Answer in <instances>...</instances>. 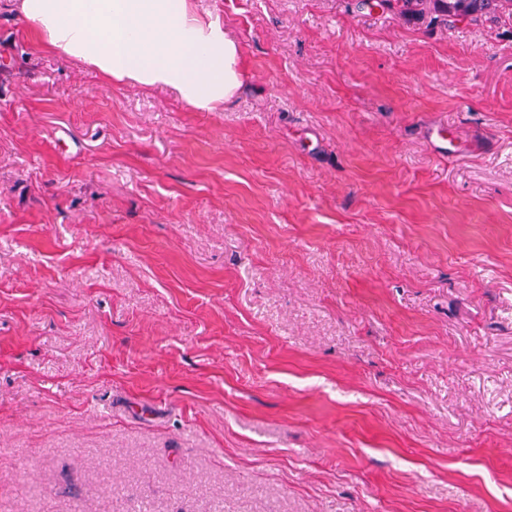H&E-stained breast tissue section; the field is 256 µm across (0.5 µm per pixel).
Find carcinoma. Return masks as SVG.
I'll return each instance as SVG.
<instances>
[{"label": "carcinoma", "mask_w": 512, "mask_h": 512, "mask_svg": "<svg viewBox=\"0 0 512 512\" xmlns=\"http://www.w3.org/2000/svg\"><path fill=\"white\" fill-rule=\"evenodd\" d=\"M378 5L394 9L407 19L423 17L429 6L436 17H446L450 23L462 19L478 23L512 18V0H378Z\"/></svg>", "instance_id": "1"}]
</instances>
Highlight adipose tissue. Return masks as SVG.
Wrapping results in <instances>:
<instances>
[{
    "label": "adipose tissue",
    "instance_id": "obj_1",
    "mask_svg": "<svg viewBox=\"0 0 512 512\" xmlns=\"http://www.w3.org/2000/svg\"><path fill=\"white\" fill-rule=\"evenodd\" d=\"M18 18L57 56L121 85L166 88L222 111L244 77L241 50L193 0H15Z\"/></svg>",
    "mask_w": 512,
    "mask_h": 512
}]
</instances>
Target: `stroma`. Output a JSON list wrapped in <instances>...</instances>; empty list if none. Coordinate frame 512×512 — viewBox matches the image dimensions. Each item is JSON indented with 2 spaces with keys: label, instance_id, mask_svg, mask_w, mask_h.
<instances>
[{
  "label": "stroma",
  "instance_id": "stroma-1",
  "mask_svg": "<svg viewBox=\"0 0 512 512\" xmlns=\"http://www.w3.org/2000/svg\"><path fill=\"white\" fill-rule=\"evenodd\" d=\"M194 6L220 112L0 0V512H512V21Z\"/></svg>",
  "mask_w": 512,
  "mask_h": 512
}]
</instances>
